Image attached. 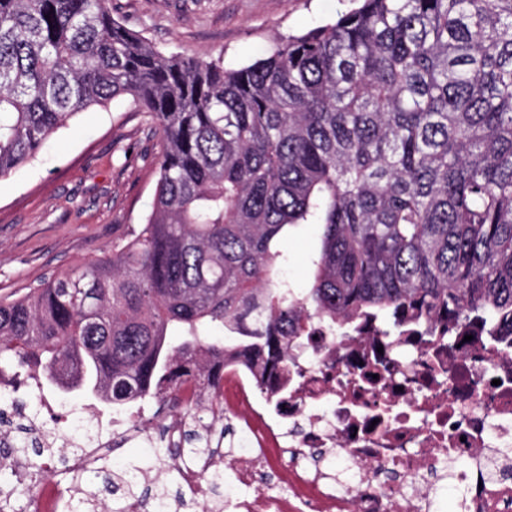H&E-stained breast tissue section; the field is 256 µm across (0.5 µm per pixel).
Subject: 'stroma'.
Returning <instances> with one entry per match:
<instances>
[{"mask_svg": "<svg viewBox=\"0 0 512 512\" xmlns=\"http://www.w3.org/2000/svg\"><path fill=\"white\" fill-rule=\"evenodd\" d=\"M352 0H112L115 18L167 54L249 64L285 37L335 19ZM155 123L129 101L82 112L59 129L32 162L0 178V297H17L51 275L106 258L112 243L139 228L150 211L161 160ZM318 227L294 229L284 246L283 275L296 288L309 285L310 257ZM116 471L138 469L150 489L180 492L176 476L151 449H111ZM10 499L12 512H31L25 486L51 480L60 499L77 488L99 490L102 480L85 472L74 483L70 462L54 458L44 471L40 457L24 458Z\"/></svg>", "mask_w": 512, "mask_h": 512, "instance_id": "1", "label": "stroma"}]
</instances>
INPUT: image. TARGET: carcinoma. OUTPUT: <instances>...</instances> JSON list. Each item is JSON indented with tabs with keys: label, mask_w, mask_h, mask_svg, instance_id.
<instances>
[{
	"label": "carcinoma",
	"mask_w": 512,
	"mask_h": 512,
	"mask_svg": "<svg viewBox=\"0 0 512 512\" xmlns=\"http://www.w3.org/2000/svg\"><path fill=\"white\" fill-rule=\"evenodd\" d=\"M359 2L226 67L164 54L112 0H0V178L120 97L162 138L140 228L0 300V363L123 406L226 349L284 368L315 318L512 329V0ZM299 224L319 226L302 290L281 272Z\"/></svg>",
	"instance_id": "cac0c4a2"
}]
</instances>
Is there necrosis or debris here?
Returning <instances> with one entry per match:
<instances>
[{"label": "necrosis or debris", "mask_w": 512, "mask_h": 512, "mask_svg": "<svg viewBox=\"0 0 512 512\" xmlns=\"http://www.w3.org/2000/svg\"><path fill=\"white\" fill-rule=\"evenodd\" d=\"M218 370L217 380L184 382L182 410L157 438L147 405L138 406L137 425L90 405L85 426L34 377L28 419H53V439L83 441L79 468L106 458L118 438L174 447L189 408L205 407L215 424L232 421L239 438L231 451L173 460L197 512H212L205 474L216 466L229 490L225 512H443L449 479L461 489L457 512H512L510 340L442 314L392 334L374 320L336 330L314 320L284 374L233 351ZM266 468L286 471L285 486L260 484Z\"/></svg>", "instance_id": "necrosis-or-debris-1"}]
</instances>
